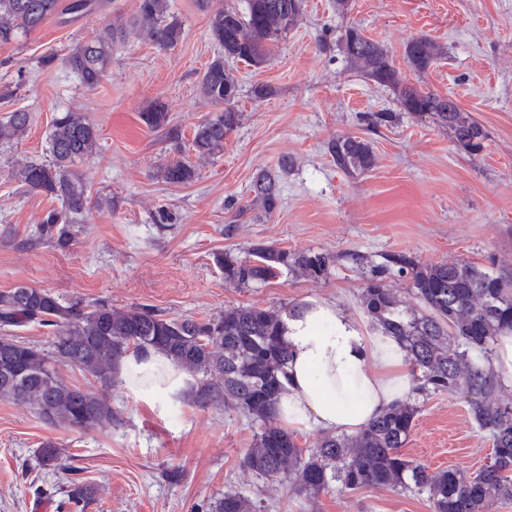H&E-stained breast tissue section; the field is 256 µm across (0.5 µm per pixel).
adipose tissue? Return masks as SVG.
Listing matches in <instances>:
<instances>
[{
	"mask_svg": "<svg viewBox=\"0 0 512 512\" xmlns=\"http://www.w3.org/2000/svg\"><path fill=\"white\" fill-rule=\"evenodd\" d=\"M282 339L290 359L276 414L288 430L355 434L413 393L415 368L406 349L368 318L332 301H305L285 317ZM118 378L143 399L171 403L195 383L154 348L128 352Z\"/></svg>",
	"mask_w": 512,
	"mask_h": 512,
	"instance_id": "1",
	"label": "adipose tissue"
}]
</instances>
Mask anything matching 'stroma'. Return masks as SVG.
Instances as JSON below:
<instances>
[{"mask_svg": "<svg viewBox=\"0 0 512 512\" xmlns=\"http://www.w3.org/2000/svg\"><path fill=\"white\" fill-rule=\"evenodd\" d=\"M138 5L104 0L101 10L47 21L0 44V91L12 92L0 99V117L31 114L23 139L0 145V291L27 285L195 319L318 298L358 316L360 294L389 253L512 275V0H350L344 15L333 0H304L296 27L265 65L234 64L241 122L205 158L192 149L193 133L216 107L200 95L199 82L220 47L196 0H170L182 29L176 47L130 36L114 48L97 87H84L62 62L72 44L92 39L107 21H131ZM349 26L388 51L404 83L455 99L486 128L484 149L460 151L451 129L432 115L401 110L392 88L363 77L342 50ZM418 36L440 49L422 72L405 56ZM152 104L169 115L162 129L140 119ZM69 111L86 113L100 133L97 153L79 167L91 207L70 246L33 245L34 227L59 202L26 191L14 173L26 159L45 156L53 119ZM380 112L391 121L373 124ZM339 136L370 144L368 171L349 175L336 166L328 144ZM176 158L195 166L193 181L164 180L163 167ZM284 158L291 166L268 215L254 202L252 183ZM257 243L326 253L333 262L321 280L286 270L266 283L226 282L214 254L242 260ZM349 251L368 263L346 260ZM109 400L118 422L83 432L49 426L31 408L0 401V512H31L39 485L53 489L51 512H76L64 504L74 479L96 489L85 512H209L228 490L249 498L257 512H431L423 494L348 491L334 482L309 500L288 482L255 479L240 461L257 426L231 405L200 411L184 402L147 403L119 384ZM414 400L420 411L406 457L432 470L473 472L484 464L492 442L462 396ZM48 440L69 472L39 467L36 452Z\"/></svg>", "mask_w": 512, "mask_h": 512, "instance_id": "1", "label": "stroma"}]
</instances>
